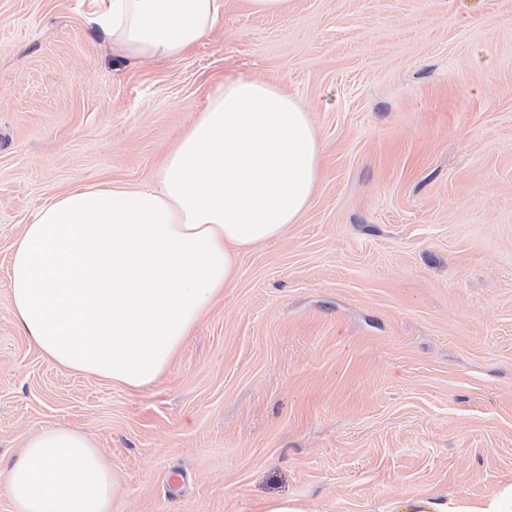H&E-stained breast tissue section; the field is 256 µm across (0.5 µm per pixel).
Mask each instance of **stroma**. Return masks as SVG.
<instances>
[{
  "instance_id": "obj_1",
  "label": "stroma",
  "mask_w": 512,
  "mask_h": 512,
  "mask_svg": "<svg viewBox=\"0 0 512 512\" xmlns=\"http://www.w3.org/2000/svg\"><path fill=\"white\" fill-rule=\"evenodd\" d=\"M88 0H0V456L62 424L113 512H409L512 484V0H224L135 63ZM278 83L325 149L298 223L242 254L152 385L64 370L7 303L25 224L76 185L141 184L222 79ZM247 10L257 15L284 14L288 12L290 0H244Z\"/></svg>"
}]
</instances>
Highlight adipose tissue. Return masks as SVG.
Here are the masks:
<instances>
[{
	"label": "adipose tissue",
	"mask_w": 512,
	"mask_h": 512,
	"mask_svg": "<svg viewBox=\"0 0 512 512\" xmlns=\"http://www.w3.org/2000/svg\"><path fill=\"white\" fill-rule=\"evenodd\" d=\"M223 0H90V24L126 58L170 60L208 35ZM324 147L309 112L278 85L223 81L151 183L78 186L26 224L8 307L61 368L131 390L167 370L240 254L298 223ZM118 476L84 433L48 426L0 460L13 512H112ZM417 512H512V487L478 500L427 496Z\"/></svg>",
	"instance_id": "adipose-tissue-1"
}]
</instances>
